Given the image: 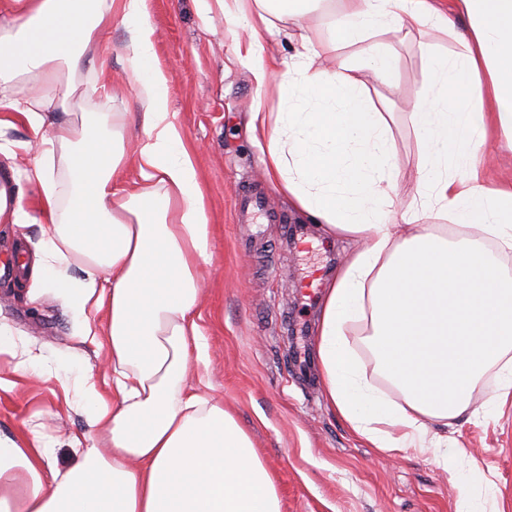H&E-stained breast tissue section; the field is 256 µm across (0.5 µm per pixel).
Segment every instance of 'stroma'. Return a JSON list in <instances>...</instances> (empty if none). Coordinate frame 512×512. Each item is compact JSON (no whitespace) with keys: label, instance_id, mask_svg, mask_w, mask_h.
<instances>
[{"label":"stroma","instance_id":"stroma-1","mask_svg":"<svg viewBox=\"0 0 512 512\" xmlns=\"http://www.w3.org/2000/svg\"><path fill=\"white\" fill-rule=\"evenodd\" d=\"M155 59L169 71V106L177 112L184 142L206 195L211 259L201 269L206 290L198 313L207 354L193 375L204 391L224 402L250 435L275 479L282 512H457L461 500L482 512H512V393L503 394L498 365L489 366L472 392L477 417L448 424L455 446L453 468L433 451L390 452L357 436L323 395L319 365L294 373L297 352L314 353L326 284L354 250L353 239L325 235L263 174L262 149L247 136V114L260 94L249 71L232 54L233 35L221 17L207 19L202 0H147ZM457 37L436 30L379 36L393 54L384 80L366 88L380 112L391 113L390 138L397 172L396 209L414 206L421 148L413 121L430 82V50L458 52L465 17L455 18ZM130 35L113 24L100 50L105 92L75 95L73 112H123L139 124V88L126 74ZM259 189L269 214L289 223L264 224L262 257L245 248L250 227L235 223L238 189ZM27 282L0 273V323L40 357L38 372L0 352V435L27 447L53 449L58 471L74 463L72 444L86 433L79 411L67 404L71 364L87 363L103 374L106 350L81 341L56 289L29 297Z\"/></svg>","mask_w":512,"mask_h":512}]
</instances>
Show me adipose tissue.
<instances>
[{
  "mask_svg": "<svg viewBox=\"0 0 512 512\" xmlns=\"http://www.w3.org/2000/svg\"><path fill=\"white\" fill-rule=\"evenodd\" d=\"M470 36L461 52L428 55L430 89L414 121L422 148L416 191L422 211L396 213L389 124L364 92L391 55L376 36L432 25L453 35L437 0H212L224 23L247 33L237 60L278 101L255 104L247 130L266 142V175L323 231L360 241L323 291L315 338L324 394L354 432L391 451L447 447L430 423L464 415L479 375L502 364L512 387V275L482 236L512 249V184L487 175L488 129L512 149V0H458ZM328 10L330 48L358 46L362 65L317 67L309 15ZM130 32L129 73L143 110L138 132L120 112L68 111L76 79L97 69L113 22ZM297 31L294 63L263 55L261 30ZM145 0H0V85L33 79L53 96L8 100L44 150L18 169L0 162V223L37 224L29 275L53 282L81 338L106 347L112 377L73 370L69 393L86 441L65 473L48 446L0 437V512H281L275 481L224 403L190 385L202 354L196 309L200 268L210 260L198 171L153 63ZM65 155L56 180L48 160ZM456 174H449V163ZM137 178L127 181L128 165ZM36 187L27 206L22 186ZM474 224L481 238L448 239L422 215ZM78 265L80 277L69 273ZM106 311L107 324L93 315ZM361 327L375 369L401 393L370 387L348 335ZM386 423L399 436L381 434Z\"/></svg>",
  "mask_w": 512,
  "mask_h": 512,
  "instance_id": "1",
  "label": "adipose tissue"
}]
</instances>
